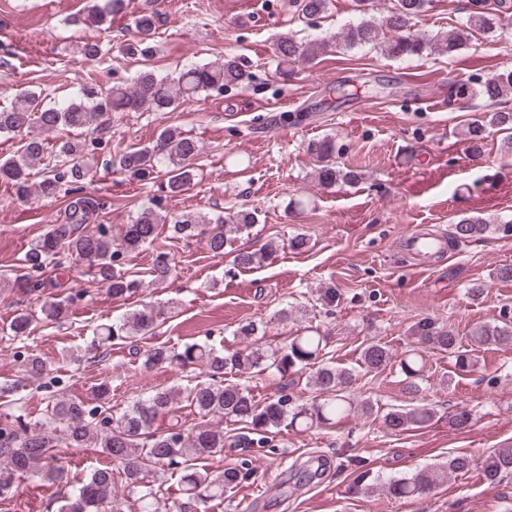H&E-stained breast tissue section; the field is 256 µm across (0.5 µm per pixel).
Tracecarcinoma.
<instances>
[{
    "mask_svg": "<svg viewBox=\"0 0 512 512\" xmlns=\"http://www.w3.org/2000/svg\"><path fill=\"white\" fill-rule=\"evenodd\" d=\"M297 20L314 27L310 19L325 17L330 0H294ZM427 0H393L389 13L376 19L362 17L331 35H317L299 41L290 33L278 38V66L308 61L358 47L380 46L387 56L405 59L422 55L426 50L453 55L463 45L460 33L427 38L410 32L411 21L419 16ZM128 0H85L82 10L71 23L83 27H101L112 16L124 12ZM512 8L507 0H472L466 29L491 32L497 28L498 16ZM135 39L121 50L128 58H149L155 52L154 38L158 16L143 9L133 19ZM82 62H100L108 54L98 40H85L77 45ZM250 78L241 59L226 55L216 61L195 64L174 76H158L144 69L132 86L116 82L103 88L82 86L75 95L63 98L51 106L44 105L42 91L29 90L0 105V135L20 137V147L10 156L0 158V183L8 186L21 201L32 198H53L62 192L69 195L67 217L63 224H53L43 238L31 244L21 259L24 268L42 271L60 253L82 268V273L104 285L114 298L130 297L144 287L142 280L130 274L128 260L145 249H152L148 268L150 282L165 283L173 274L176 263L171 251L160 241L163 227L186 242L202 238L215 256L224 254L231 236L249 230L258 222L257 212L241 209L213 217L186 213L172 216L162 205V197L151 198V205L142 208L132 222L119 234L110 225L88 226L87 221L98 208L96 200L83 193L85 181L104 152L103 141L96 133L104 126L105 117L113 112H132L144 107L154 112H174L185 102L202 93L222 92L228 86L240 85ZM512 93V66L506 65L475 87L460 85L462 97L480 96L490 106ZM512 129V111L493 110L471 123L466 138L476 144L484 139L488 129ZM201 152L199 141L177 127L166 126L154 143L134 145L121 151L109 164L131 181L151 187L163 172L166 182L161 191L175 196L194 184L193 161ZM307 152L316 162L315 177L319 185L331 188L351 185L361 176L336 167V146L326 137L313 140ZM489 229L483 219L464 217L453 225L449 239L466 241ZM279 245L269 241L257 251H242L234 262L238 269H252L270 260ZM22 294L38 291L41 282L22 275L14 279L10 273H0V286L8 283ZM72 298L54 299L41 309L44 320L59 323L67 315ZM169 309L150 304L123 315L110 325L98 328L94 350L104 349L117 341L131 345L134 362L142 370L157 367L184 369L190 365L204 367V378L184 387L174 385L154 391L125 409L113 410L108 402L109 387L101 383L92 388L90 404L72 398L53 402L47 415L33 423L17 413L14 403L6 400L12 394L26 390L27 382L47 374L40 356L23 353L26 380L0 387V498L11 494L15 483L36 480L49 486L69 484L67 470L60 465L61 448H99L111 460V465L98 467L73 491L58 498L57 512H122V501L116 488L122 487L126 497L134 498L139 512H190L213 500H222L254 473L252 460L241 457L220 473L205 466L193 467L180 477V497L166 503L161 485L156 483L161 470L175 472L187 468L190 461L202 460L224 452V428L212 423L213 418L246 425V431L230 441L236 448H260L266 453L275 450L274 437L292 427L335 426L355 409L347 389L356 381V370L336 366L328 355L327 339L313 327H307L282 342H267L259 334V326L249 321L238 326L237 335L248 340L242 349L218 351L207 344H186L180 350L164 344L145 351L135 342L168 319ZM37 316L23 309L10 326L15 340H24L34 332ZM416 346L403 352L398 361L405 390L419 392V380L424 376V355L427 349L448 354L458 372H472L479 364L478 353L483 349L512 347V320L503 314L495 325H483L469 336L471 348L462 345L454 331L430 318L413 325ZM359 368L364 373L379 374L392 363L393 355L380 341L366 343L360 355ZM311 370L307 385L316 393L308 405L298 402L294 393L285 389L264 400L256 398L250 386L240 378L251 379L269 373L282 376ZM236 374L232 379L228 374ZM185 402L202 418L194 428L185 431L171 426L166 431L154 429L160 417L168 416ZM360 406L368 415L380 414L384 426L393 432L431 425L437 409L428 403L390 405L380 410L378 401L365 399ZM477 466L465 454L448 458L446 463L428 465L409 477L373 478L360 472L353 481L357 494H369L380 489L395 500H408L427 495L448 481L451 476H465ZM481 466L482 476L494 482L504 474H512V446L497 448Z\"/></svg>",
    "mask_w": 512,
    "mask_h": 512,
    "instance_id": "carcinoma-1",
    "label": "carcinoma"
}]
</instances>
